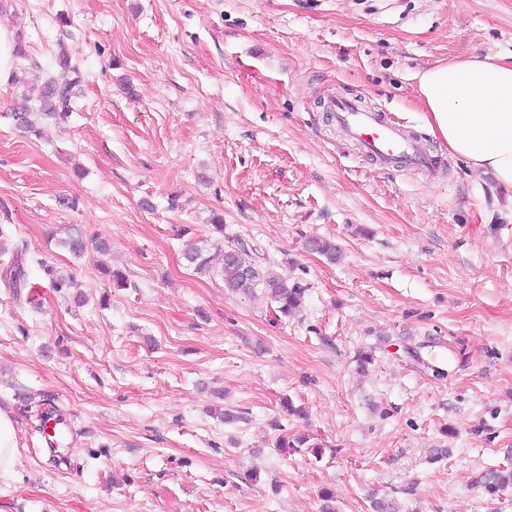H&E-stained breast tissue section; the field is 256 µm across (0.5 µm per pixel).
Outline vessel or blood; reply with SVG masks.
<instances>
[{
    "instance_id": "1",
    "label": "vessel or blood",
    "mask_w": 512,
    "mask_h": 512,
    "mask_svg": "<svg viewBox=\"0 0 512 512\" xmlns=\"http://www.w3.org/2000/svg\"><path fill=\"white\" fill-rule=\"evenodd\" d=\"M328 107L336 125L358 150L381 167L403 171L434 169L436 159L419 138L365 108L359 100L337 96L330 99Z\"/></svg>"
}]
</instances>
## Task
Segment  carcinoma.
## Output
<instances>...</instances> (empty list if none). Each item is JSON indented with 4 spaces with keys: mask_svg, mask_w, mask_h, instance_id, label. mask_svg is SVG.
<instances>
[{
    "mask_svg": "<svg viewBox=\"0 0 512 512\" xmlns=\"http://www.w3.org/2000/svg\"><path fill=\"white\" fill-rule=\"evenodd\" d=\"M81 80L82 75L78 67L70 63L67 54H61L57 71L45 81L36 97L37 111L54 120L66 119L71 112L72 98ZM23 101L24 105L14 113V119L19 127L39 137L41 131L31 122V111L27 106L31 98L25 95ZM60 243L79 258L90 250L100 254L108 251L107 242H88L83 234L75 229L68 230ZM209 246L211 243L205 239L193 244L185 252L186 261L199 274H208L212 271ZM306 248L331 262L341 258V248L330 238L311 237L306 242ZM222 276L224 287L233 293L254 297L257 295V289H262L264 295L277 303L278 312L284 316L291 315L299 309L305 294V289L299 284H290L285 278L261 271L255 263L253 253L243 245L224 252ZM4 284L17 294L28 286V274L17 248L13 250V261L4 273ZM484 488L490 495L512 490V464L489 471L485 476Z\"/></svg>",
    "mask_w": 512,
    "mask_h": 512,
    "instance_id": "cac0c4a2",
    "label": "carcinoma"
}]
</instances>
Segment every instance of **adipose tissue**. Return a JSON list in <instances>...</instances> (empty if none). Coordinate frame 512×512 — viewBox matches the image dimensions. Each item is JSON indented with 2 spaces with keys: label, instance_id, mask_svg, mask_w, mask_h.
I'll return each instance as SVG.
<instances>
[{
  "label": "adipose tissue",
  "instance_id": "obj_1",
  "mask_svg": "<svg viewBox=\"0 0 512 512\" xmlns=\"http://www.w3.org/2000/svg\"><path fill=\"white\" fill-rule=\"evenodd\" d=\"M421 120L450 156L512 189V55L458 57L418 75Z\"/></svg>",
  "mask_w": 512,
  "mask_h": 512
}]
</instances>
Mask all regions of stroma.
<instances>
[{"instance_id":"stroma-1","label":"stroma","mask_w":512,"mask_h":512,"mask_svg":"<svg viewBox=\"0 0 512 512\" xmlns=\"http://www.w3.org/2000/svg\"><path fill=\"white\" fill-rule=\"evenodd\" d=\"M1 23L22 54L0 86V224L32 297L0 283V410L18 443L0 512H320L326 488L339 512L374 496L512 512L511 490L482 486L512 448V193L450 157L415 99L437 61L512 54V0H0ZM62 52L84 81L38 138L12 114ZM336 95L440 168L360 154ZM215 213L220 249L299 283L300 312L195 273L184 252ZM69 225L109 243L130 288L58 245ZM45 404L73 429L62 464ZM224 405L241 421L212 415ZM282 426L310 447H276ZM306 248L312 253L324 256L331 262H336L341 258V248L330 238L311 237L306 242Z\"/></svg>"}]
</instances>
